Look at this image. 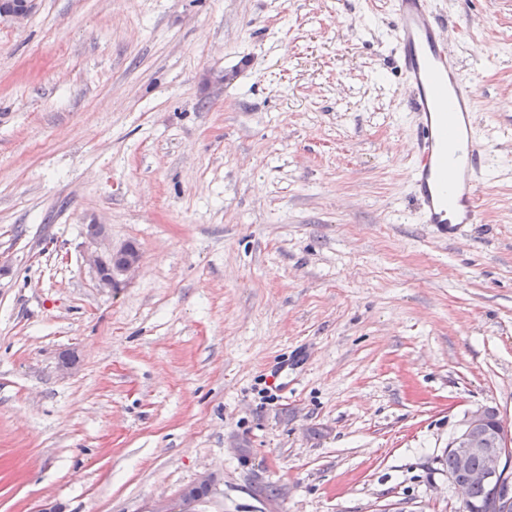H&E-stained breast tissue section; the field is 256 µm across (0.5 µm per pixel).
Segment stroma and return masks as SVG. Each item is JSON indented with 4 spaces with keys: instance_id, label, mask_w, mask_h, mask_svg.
<instances>
[{
    "instance_id": "1",
    "label": "stroma",
    "mask_w": 512,
    "mask_h": 512,
    "mask_svg": "<svg viewBox=\"0 0 512 512\" xmlns=\"http://www.w3.org/2000/svg\"><path fill=\"white\" fill-rule=\"evenodd\" d=\"M482 223H420L390 0H37L0 24V512H459L512 420V0H433ZM134 245L106 291L84 226ZM511 447V420L502 418L497 410L491 417L486 406L467 413L461 427L448 442L446 456L448 475L454 474L458 465V474L450 475L449 479L458 491L462 504L470 501L473 486L485 485L495 493L494 501L487 511L512 512V482L509 476L512 466ZM478 457L483 460L482 466ZM470 462L476 469L470 467ZM211 483L207 477H201L195 484L184 489L178 496L170 499H162L146 512H193L198 511L197 506L201 500L196 499L194 496L196 488H204L209 490Z\"/></svg>"
}]
</instances>
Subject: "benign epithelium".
<instances>
[{
    "instance_id": "1",
    "label": "benign epithelium",
    "mask_w": 512,
    "mask_h": 512,
    "mask_svg": "<svg viewBox=\"0 0 512 512\" xmlns=\"http://www.w3.org/2000/svg\"><path fill=\"white\" fill-rule=\"evenodd\" d=\"M35 8V0H0V20L21 22ZM91 246L85 254V261L94 271L97 286L112 289L114 285L131 276L138 268L141 258L137 250L112 247L102 224L87 226ZM112 255L116 261L112 267L105 265V257ZM448 453L457 462L459 472L449 476L460 495L461 503L470 501V490L475 485L489 486L495 498L488 512H512V421L500 413H489L482 406L467 413L461 427L448 442ZM480 457L483 465L473 469L470 462ZM211 483L206 477L184 489L178 496L162 499L149 512H195L200 500L195 498L194 489H209Z\"/></svg>"
}]
</instances>
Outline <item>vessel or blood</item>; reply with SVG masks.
Instances as JSON below:
<instances>
[{"label":"vessel or blood","mask_w":512,"mask_h":512,"mask_svg":"<svg viewBox=\"0 0 512 512\" xmlns=\"http://www.w3.org/2000/svg\"><path fill=\"white\" fill-rule=\"evenodd\" d=\"M393 50L414 114L413 191L419 221L451 237L481 221L479 179L489 160L473 132L476 93L442 39L429 0H393Z\"/></svg>","instance_id":"1"}]
</instances>
